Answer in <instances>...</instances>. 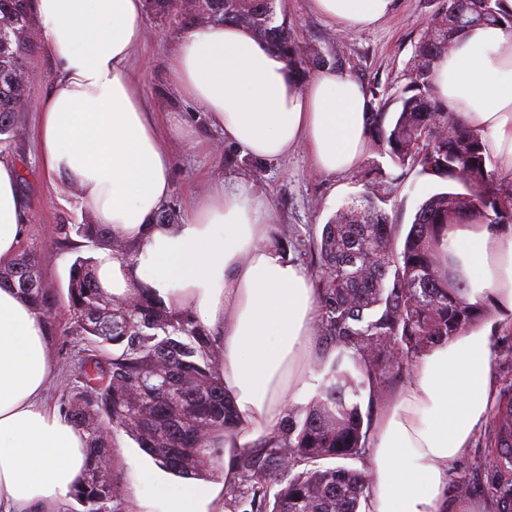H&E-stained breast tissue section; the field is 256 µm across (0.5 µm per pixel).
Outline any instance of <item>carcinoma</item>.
I'll return each instance as SVG.
<instances>
[{"mask_svg": "<svg viewBox=\"0 0 512 512\" xmlns=\"http://www.w3.org/2000/svg\"><path fill=\"white\" fill-rule=\"evenodd\" d=\"M278 0H146L160 18L186 26L237 24L282 54L302 83L315 70L342 65L338 52L304 48L288 22L277 20ZM498 0H448V8L422 31L405 83L371 107L368 138L378 154L403 171L416 172L458 190L437 192L418 208L408 229L392 223L383 207L398 180L372 162L364 191L312 235V283L319 304L316 339L323 361L334 355L318 395L302 413L237 459L241 481L224 490L230 512H360L371 473L343 461L365 448L360 398H379L387 377L412 367L434 346L476 328L492 308L472 304L468 285L448 276L449 233L457 224L492 228L512 222V179L491 169L482 134L466 125L436 92L434 66L450 34L503 24ZM32 0H0V135H13L31 84ZM398 103L388 116L390 102ZM63 243L77 236L89 250L109 247L135 263L138 253L102 224H59ZM9 285L45 317L51 335H77L86 352L77 384L60 413L87 435L89 461L70 497L85 512H130L117 500L110 469L112 431L133 439L163 471L177 478L211 479L224 456L218 442L237 426L224 398L220 350L208 330L186 309L166 306L149 289L135 286L116 299L100 288L91 256L70 268L60 325L46 315L58 293L43 285L38 258L23 250L0 265V286ZM495 441L512 430V398L494 414ZM277 490H272L273 486Z\"/></svg>", "mask_w": 512, "mask_h": 512, "instance_id": "carcinoma-1", "label": "carcinoma"}]
</instances>
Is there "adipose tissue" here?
<instances>
[{
    "label": "adipose tissue",
    "instance_id": "obj_1",
    "mask_svg": "<svg viewBox=\"0 0 512 512\" xmlns=\"http://www.w3.org/2000/svg\"><path fill=\"white\" fill-rule=\"evenodd\" d=\"M337 31L377 25L396 0H310ZM46 52L58 68L39 102V155L60 192H76L96 223L132 244L136 264L110 249L94 255L98 282L120 298L132 286L190 310L220 348L224 394L237 411L225 434L219 480L170 490L145 472L161 512H224L236 458L277 430L289 403L302 401L315 364L319 308L306 272L271 243L265 199L215 183L182 224L156 223L170 191L173 157L129 65L143 40L142 0H33ZM173 89L192 100L243 156L287 157L305 147L315 170L342 175L368 142L370 94L333 68L296 87L280 54L231 24L196 28L176 43ZM440 98L478 129L501 176L512 178V33L477 26L452 35L435 65ZM18 169L0 143V264L23 235ZM452 258L469 300L492 299L512 317V227L460 224ZM50 338L41 315L16 289L0 287V512H39L65 498L89 458L86 436L47 401ZM492 327L424 354L404 386L386 394L367 437L372 483L366 512H495L489 500L451 496L449 466L465 456L497 391Z\"/></svg>",
    "mask_w": 512,
    "mask_h": 512
}]
</instances>
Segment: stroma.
<instances>
[{
	"mask_svg": "<svg viewBox=\"0 0 512 512\" xmlns=\"http://www.w3.org/2000/svg\"><path fill=\"white\" fill-rule=\"evenodd\" d=\"M446 5V0H397L393 14L378 26L339 33L332 32L327 21L312 10L310 0H282L281 10L300 45L336 50L343 58L344 71L367 89L392 92L403 83L422 29ZM146 22L145 39L134 51L130 65L143 76L144 100L156 113L160 126L166 129L177 123L184 129L183 135H173L165 141L174 157L168 207L184 215L192 199L214 182L241 184L268 202L275 233L286 235L295 229L304 235L310 228L322 227L351 197L362 192L360 176L376 158L371 148L366 149L355 169L336 177L314 170L302 148L285 159L243 160L237 148L225 143L223 132L210 125L205 113L193 102L177 97L171 87L170 57L177 39L185 34V27L151 15ZM32 42L29 64L41 79L32 88L17 135L10 140L13 158L24 176L19 190L27 208L19 247L37 253L43 284L63 296L67 293L70 266L79 251L72 244L60 242L55 228L60 224L89 223L93 217L76 196L58 193L53 180L40 167L38 102L50 88L55 63L40 36H33ZM439 188L436 181L409 173L393 189L386 210L394 223L411 224L419 205ZM488 321L497 335L492 371L498 391L503 394L512 391V319L502 321L493 314ZM80 349L78 337L52 339L49 360L54 379L48 398L53 405H60L65 396L64 382L74 379V363ZM494 428L493 419H485L465 459L452 466L451 483L465 486L470 497L499 503L512 486V468L501 466L496 448L490 445ZM113 439V457L122 473L120 495L141 505L150 488L140 478L154 463L125 433L114 434Z\"/></svg>",
	"mask_w": 512,
	"mask_h": 512,
	"instance_id": "35a3bbf8",
	"label": "stroma"
}]
</instances>
